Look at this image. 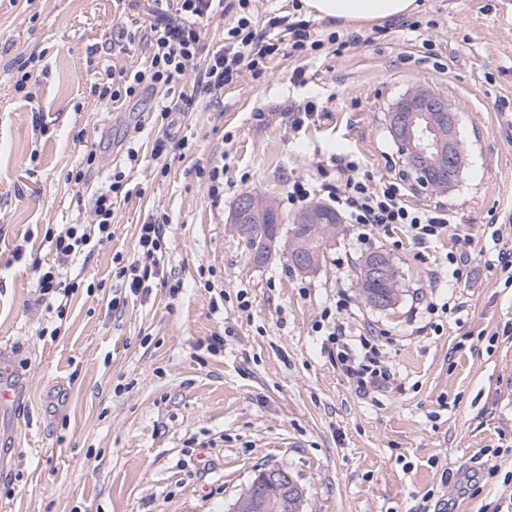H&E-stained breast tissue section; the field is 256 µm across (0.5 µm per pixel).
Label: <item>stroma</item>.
<instances>
[{
	"instance_id": "35a3bbf8",
	"label": "stroma",
	"mask_w": 512,
	"mask_h": 512,
	"mask_svg": "<svg viewBox=\"0 0 512 512\" xmlns=\"http://www.w3.org/2000/svg\"><path fill=\"white\" fill-rule=\"evenodd\" d=\"M416 2L417 31L357 27L346 48L306 61L281 53L264 77L199 100L180 119L185 148L157 159L152 101L105 105L96 92L105 68L145 64L139 41L109 49L118 25L136 31L144 0H0V350L12 353L0 379L12 389L0 403V512H228L273 466L303 488V512H410L436 486L454 512H512V285L491 239L512 223V0ZM34 51V76L17 90V63ZM418 84L458 108L468 165L450 194L405 201L447 210L450 236L417 245L398 229L363 235L345 223L315 272L281 253L255 263L230 224L238 197L287 209L290 180L346 153L402 177L385 116ZM303 100L318 113L296 128L290 108ZM130 133L141 147L132 169ZM119 167L127 195L112 239L67 263L83 286L57 319L36 301L37 269L56 261L46 233L90 222ZM151 215L169 218L165 267L183 288L156 285L113 316V257L135 255ZM462 247L468 277L452 285L446 255ZM375 250L401 274L386 310L357 285L361 256ZM451 292L454 309L427 313ZM341 298L347 334L378 335L394 375L367 396L316 329Z\"/></svg>"
}]
</instances>
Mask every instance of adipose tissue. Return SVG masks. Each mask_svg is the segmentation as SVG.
<instances>
[{
	"label": "adipose tissue",
	"mask_w": 512,
	"mask_h": 512,
	"mask_svg": "<svg viewBox=\"0 0 512 512\" xmlns=\"http://www.w3.org/2000/svg\"><path fill=\"white\" fill-rule=\"evenodd\" d=\"M303 5L316 19L355 26L404 17L416 8L415 0H303Z\"/></svg>",
	"instance_id": "1"
}]
</instances>
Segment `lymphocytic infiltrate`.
<instances>
[{
  "instance_id": "f902f5d3",
  "label": "lymphocytic infiltrate",
  "mask_w": 512,
  "mask_h": 512,
  "mask_svg": "<svg viewBox=\"0 0 512 512\" xmlns=\"http://www.w3.org/2000/svg\"><path fill=\"white\" fill-rule=\"evenodd\" d=\"M237 2L233 21L224 27L222 43L209 49L203 42L202 28L227 13L224 0H151V20L141 28V40L148 49L147 64L132 71L108 73L98 91L99 98L114 103L145 93L157 96L154 110L162 126L168 127L177 116L192 111L199 97L220 99L225 85L242 73H250L256 79L264 77L269 62L282 50L308 58L325 44H347L339 32L328 33L312 27L308 21L291 22L284 16L270 21L272 27L281 25L287 30L290 39L282 41L271 31L259 29L249 10L250 0ZM335 163L343 173L337 181L326 180V168H319L318 173L324 178L323 191L350 223L384 231L396 227L411 242L419 244L447 235V214L408 206L399 182L376 179L353 159L339 157ZM124 178V172H113L109 185L95 198L92 223L71 224L56 235L53 245L59 261H66L90 244L111 241L112 205L124 189ZM165 224V218L159 217L141 225L137 241L141 258L119 267V285L106 298L113 313L121 312L128 296H146L155 282H169L162 251ZM38 288L40 300L61 316L76 284L51 266L40 271ZM346 308L345 301H337L338 315L329 323L326 333L329 342L336 346V359L345 375L356 392L366 395L387 386L393 374L375 338H348L340 318Z\"/></svg>"
}]
</instances>
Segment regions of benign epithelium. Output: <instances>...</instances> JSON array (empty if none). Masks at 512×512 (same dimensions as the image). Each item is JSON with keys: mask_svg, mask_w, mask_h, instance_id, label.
<instances>
[{"mask_svg": "<svg viewBox=\"0 0 512 512\" xmlns=\"http://www.w3.org/2000/svg\"><path fill=\"white\" fill-rule=\"evenodd\" d=\"M386 127L417 193L436 187L447 193L456 187L464 150L459 111L446 96L427 84L410 88L387 113ZM274 207L273 198L246 192L234 207L231 223L236 228L255 210ZM282 492L271 481L263 494L249 493L233 503L230 512H268Z\"/></svg>", "mask_w": 512, "mask_h": 512, "instance_id": "benign-epithelium-1", "label": "benign epithelium"}]
</instances>
